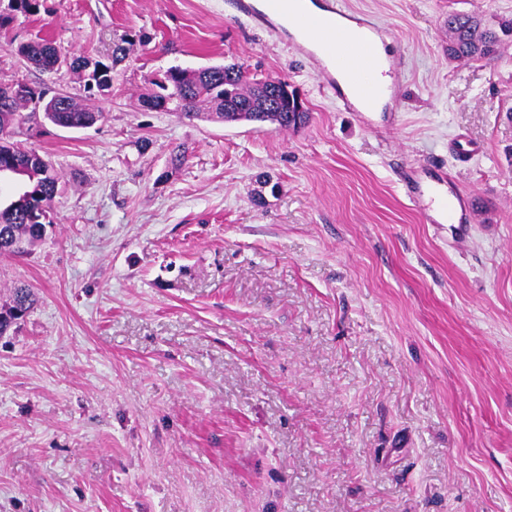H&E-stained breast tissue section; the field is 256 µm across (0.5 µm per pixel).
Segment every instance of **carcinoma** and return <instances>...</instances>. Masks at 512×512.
Returning a JSON list of instances; mask_svg holds the SVG:
<instances>
[{
    "label": "carcinoma",
    "mask_w": 512,
    "mask_h": 512,
    "mask_svg": "<svg viewBox=\"0 0 512 512\" xmlns=\"http://www.w3.org/2000/svg\"><path fill=\"white\" fill-rule=\"evenodd\" d=\"M42 0H9V13H0V25L11 20V13L34 16L39 14ZM512 37V19L491 25L483 18L466 13L448 14V58L464 61L493 59L504 40ZM24 59L45 72H53L67 63L80 73L84 90L93 97L112 94V67L123 61L127 49L112 50L111 63L80 57L67 62L47 39L40 38L19 47ZM270 80H251L243 66H212L198 70L180 67L168 69L163 78L154 82L158 91L141 102L154 109L175 112L188 120L201 115L207 108L212 118L227 123H271L278 129H296L309 119L306 108H299L296 99L280 95L270 99ZM44 118L55 126L91 127L103 113L89 108L67 92L49 91L40 86H28L25 94L0 103V173L14 174L23 169L24 191L5 207H0V255L16 256L41 240L50 220L51 203L58 193L60 175L53 164L39 153L28 150L15 140L25 134L24 126L42 108ZM31 289L12 290L10 303L0 308V335L24 318L33 307Z\"/></svg>",
    "instance_id": "obj_1"
}]
</instances>
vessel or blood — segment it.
<instances>
[{
	"label": "vessel or blood",
	"mask_w": 512,
	"mask_h": 512,
	"mask_svg": "<svg viewBox=\"0 0 512 512\" xmlns=\"http://www.w3.org/2000/svg\"><path fill=\"white\" fill-rule=\"evenodd\" d=\"M234 17L276 36L309 61L323 89L341 109L364 114L373 128L393 127L400 112L403 57L390 49L389 31L371 22L346 0H229ZM400 182L408 200L424 207L431 224L473 222V203L452 187L448 175L426 182L405 166Z\"/></svg>",
	"instance_id": "b4317fda"
}]
</instances>
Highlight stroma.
<instances>
[{"label": "stroma", "instance_id": "35a3bbf8", "mask_svg": "<svg viewBox=\"0 0 512 512\" xmlns=\"http://www.w3.org/2000/svg\"><path fill=\"white\" fill-rule=\"evenodd\" d=\"M347 3L406 58L391 145L224 0H43L0 27L3 84L82 94L18 55L38 37L128 48L99 122L21 139L62 182L45 236L0 256V303L35 294L0 336V512H512V42L448 57L449 13L512 0ZM233 62L308 122L140 103ZM427 163L477 201L466 234L405 197Z\"/></svg>", "mask_w": 512, "mask_h": 512}]
</instances>
